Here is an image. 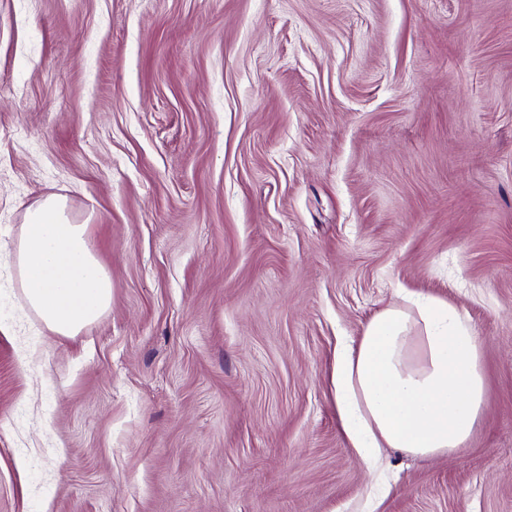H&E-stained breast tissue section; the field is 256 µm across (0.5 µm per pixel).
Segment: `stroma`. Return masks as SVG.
<instances>
[{
    "label": "stroma",
    "instance_id": "stroma-1",
    "mask_svg": "<svg viewBox=\"0 0 512 512\" xmlns=\"http://www.w3.org/2000/svg\"><path fill=\"white\" fill-rule=\"evenodd\" d=\"M50 195L112 274L71 338L17 271ZM403 290L485 403L371 469L333 369ZM0 315V512H512V0H0Z\"/></svg>",
    "mask_w": 512,
    "mask_h": 512
}]
</instances>
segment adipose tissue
Here are the masks:
<instances>
[{
	"label": "adipose tissue",
	"mask_w": 512,
	"mask_h": 512,
	"mask_svg": "<svg viewBox=\"0 0 512 512\" xmlns=\"http://www.w3.org/2000/svg\"><path fill=\"white\" fill-rule=\"evenodd\" d=\"M17 267L25 305L57 335H76L111 306L112 275L65 199L28 211ZM406 301L374 315L358 347L336 357L341 426L366 463L385 448L416 456L463 448L484 405L481 347L465 315L431 297Z\"/></svg>",
	"instance_id": "obj_1"
}]
</instances>
